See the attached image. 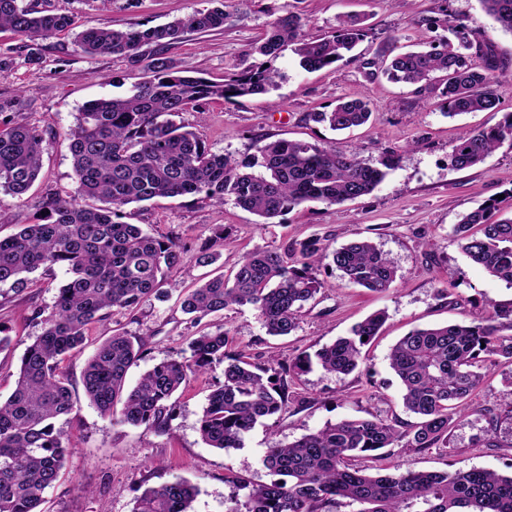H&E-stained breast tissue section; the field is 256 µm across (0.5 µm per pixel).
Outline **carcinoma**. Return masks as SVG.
<instances>
[{
    "label": "carcinoma",
    "mask_w": 512,
    "mask_h": 512,
    "mask_svg": "<svg viewBox=\"0 0 512 512\" xmlns=\"http://www.w3.org/2000/svg\"><path fill=\"white\" fill-rule=\"evenodd\" d=\"M212 2L215 7L168 24L114 29L104 22L87 26L72 14L46 13L21 0H0V30L33 43L71 33L84 53L142 63L147 72L127 96L92 100L80 109L69 132L74 192L46 193L37 222L0 237V287L22 293L33 283L31 274L56 265L68 274L51 314L33 312L42 331L21 357L14 390L0 400V512H42L46 490L65 474L70 448L56 423L76 410L77 401L60 364L82 347L95 325L116 314L137 313L161 297L162 286L173 284V277L186 274L178 239L155 237L121 221L123 207L187 195L222 206L229 198L268 224L306 203L334 205L368 195L393 167L390 158L376 166L354 152L307 141L261 145L259 174L251 171L252 162L213 152L182 120L183 113L211 99L235 102L267 93L278 78L270 62L287 46H294L306 70L330 67L354 49L365 30L360 20L349 18L330 37L306 39L301 18L283 2L272 8L275 18L250 47L260 61L215 83L182 74L164 56L188 32L224 27L225 0ZM479 3L512 33V0ZM448 30L455 40L397 52L384 63L383 75L404 84L441 79L450 117L494 110L496 65L486 45L470 39L460 17L448 20ZM26 107L21 94L0 93V193L18 199L42 168L41 134L15 121ZM370 116L369 101L351 99L314 113L313 121L342 131ZM504 144L512 147V114L491 128L462 133L449 146L448 160L457 170L469 169ZM493 210L490 204L467 213L454 233L472 263L512 285V216L494 220ZM328 258L349 285L384 292L396 280L393 261L373 242L354 241L329 256L314 238L282 251L246 253L229 275L189 290L182 311L199 323L228 308L249 306L267 335L289 336L298 329L305 304L324 288L314 269ZM386 319L384 311L373 313L350 335L287 364L251 360L222 328L204 332L189 341V356L157 363L132 388L126 377L140 359L144 339L115 330L88 358L84 392L101 416L164 432L174 417L170 400L218 360L224 363V382L206 398L199 433L211 448H241L257 423L288 410L290 378L315 364L330 374L353 373L362 363V349ZM388 360L401 382L403 404L418 416L417 423L405 428L377 416L344 419L288 445H274L262 463L275 479L253 483L233 473L224 476L234 489L247 490L242 497L230 496L225 512H332L342 500L358 506L354 512H512V475L481 468L371 474L348 464L399 444L419 452L448 447L450 424L467 416L484 370L492 366L511 367L503 382L512 396V308L493 305L478 322L414 329L393 346ZM198 493L196 485L179 478L145 489L131 512H192Z\"/></svg>",
    "instance_id": "carcinoma-1"
}]
</instances>
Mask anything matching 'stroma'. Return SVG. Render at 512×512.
<instances>
[{
    "mask_svg": "<svg viewBox=\"0 0 512 512\" xmlns=\"http://www.w3.org/2000/svg\"><path fill=\"white\" fill-rule=\"evenodd\" d=\"M272 0H227L223 29L185 34L168 51L178 68L191 76L223 81L253 64L248 53L272 17ZM39 9L74 14L86 24L107 22L113 28L133 23L164 24L210 6L209 0H38ZM290 10L304 21L307 39L333 35L340 21L359 16L365 37L356 59L343 60L315 72L304 70L292 49H285L273 66L281 74L269 93L235 102L209 101L203 115L184 113L212 151L238 160L256 161L263 143L277 140L320 142L337 151L359 152L369 163L394 156L395 165L375 190L341 204L307 203L275 223H259L256 215L233 201L212 206L193 196L161 199L124 207V220L154 235H173L184 250L193 280L229 272L241 256L257 249L280 250L311 238L326 252L353 240L368 239L387 253L397 268V279L384 292L346 284L334 266L320 265L315 274L324 287L304 308L296 332L286 337L266 335L250 308L228 310L191 324L177 302V290L166 300L145 303L136 316L117 315L96 325L84 350L66 360L63 369L78 401L77 410L59 426L70 442L66 476L49 488L43 512H131L144 489L177 478L199 488L193 512H224L232 489L224 476L236 472L255 483L272 475L262 459L272 444H286L342 419L375 415L413 423L415 415L402 402L401 385L389 367L388 354L409 331L436 325L472 321L489 303L512 307V286L489 276L462 252L454 228L461 216L486 203L496 205L500 218L512 216V147L502 146L473 168L458 170L448 162V151L459 134L489 127L512 113V33L500 29L479 0H288ZM463 17L478 39L487 41L499 70L494 85L495 110L456 116L442 110V87L437 83L406 85L389 82L382 74L367 75L364 61H384L392 46H411L448 34L449 18ZM144 70L121 58L89 55L72 35L59 34L40 43L30 56L28 41L12 32H0V92L22 91L29 103L21 122L35 127L43 138L42 169L33 188L22 198L0 195V236L34 222L45 192L65 195L75 188L69 131L88 101L127 94L142 81ZM364 98L370 103L369 121L345 131L311 119L312 113L332 110L338 100ZM224 233L220 259L199 266L200 246ZM39 284L22 295L0 292V327L13 338L0 352V396L12 392L20 358L40 334L33 309L51 311L66 270L37 271ZM387 319L366 352L368 360L350 375L313 369L293 377L294 400L279 419L256 425L243 447L228 451L207 446L198 431L206 397L224 381L223 364H214L193 377L176 394V417L168 432L132 427L101 417L89 405L82 373L96 346L113 330L144 337L141 359L127 375L128 385L163 359L184 352L199 328H224L236 336L252 358L292 359L300 352L315 353L376 311ZM506 386L500 369L488 370L474 395L472 413L453 421L450 445L418 452L386 449L377 460L360 459V468L390 471H448L490 469L512 474V421L502 419L499 447L483 443L489 418L503 410Z\"/></svg>",
    "mask_w": 512,
    "mask_h": 512,
    "instance_id": "1",
    "label": "stroma"
}]
</instances>
